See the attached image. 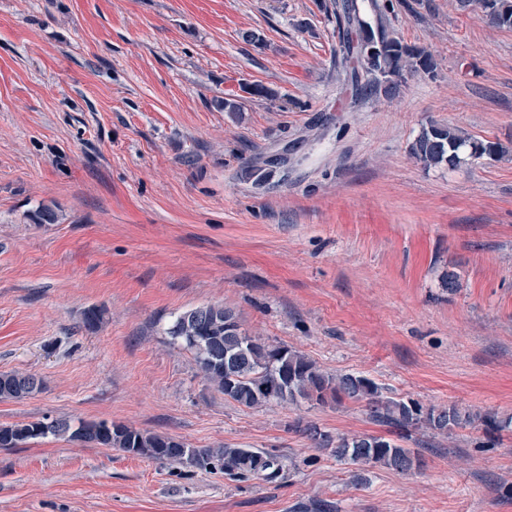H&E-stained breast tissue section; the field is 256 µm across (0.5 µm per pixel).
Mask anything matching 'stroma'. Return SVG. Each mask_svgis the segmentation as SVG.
<instances>
[{"instance_id": "stroma-1", "label": "stroma", "mask_w": 512, "mask_h": 512, "mask_svg": "<svg viewBox=\"0 0 512 512\" xmlns=\"http://www.w3.org/2000/svg\"><path fill=\"white\" fill-rule=\"evenodd\" d=\"M391 3L363 7L436 76L353 109L332 0H0V373L43 382L0 424L107 420L288 466L239 481L36 439L0 448V512H512V428H412L419 469L356 476L302 428L400 438L365 403L239 406L167 333L223 305L383 396L512 416V29ZM432 121L505 152L424 167ZM283 148L287 177L255 188L246 167Z\"/></svg>"}]
</instances>
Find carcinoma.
Returning <instances> with one entry per match:
<instances>
[{
  "label": "carcinoma",
  "mask_w": 512,
  "mask_h": 512,
  "mask_svg": "<svg viewBox=\"0 0 512 512\" xmlns=\"http://www.w3.org/2000/svg\"><path fill=\"white\" fill-rule=\"evenodd\" d=\"M462 9H481L490 24L512 29V0H458ZM333 19L339 33V55L344 80L352 96L373 93L396 95L400 84L416 74L435 71L432 54L409 47L383 24L373 26L357 0H334ZM410 153L427 166L456 168L463 163L494 159L503 153L498 142L480 140L457 127L430 123L410 145ZM169 336L194 352L199 373L224 398L245 408L303 399L325 404L349 399L366 403L369 415L402 430L425 428L446 435L479 419L494 430L512 427V418L497 421L472 415L457 406L424 407L413 399L384 397L377 385L355 373L332 375L306 354L286 345H273L241 329L231 308L207 305L184 311L168 329ZM43 383L31 373H0V399L22 400L41 391ZM320 448L336 460L360 469L381 466L406 474L420 460L410 449L378 435L338 436L307 428ZM63 438L97 448L125 452L211 472L220 470L239 479L274 481L283 476L282 459L259 448L226 445L194 448L160 433L141 431L112 421L55 418L31 423L0 424V447L19 448L32 439Z\"/></svg>",
  "instance_id": "obj_1"
}]
</instances>
